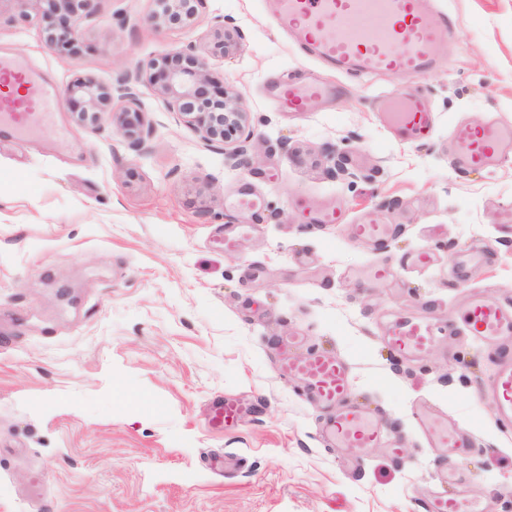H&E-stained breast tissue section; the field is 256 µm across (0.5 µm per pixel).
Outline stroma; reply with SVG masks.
<instances>
[{
    "instance_id": "1",
    "label": "stroma",
    "mask_w": 512,
    "mask_h": 512,
    "mask_svg": "<svg viewBox=\"0 0 512 512\" xmlns=\"http://www.w3.org/2000/svg\"><path fill=\"white\" fill-rule=\"evenodd\" d=\"M433 5L454 26L446 66L416 81L436 115L424 140L398 137L376 110L397 76L301 55L275 0H207L193 24L163 29L146 21L151 0H100L76 60L38 27H0V52L59 90L206 48L224 23L238 39L209 57L210 74L253 132L248 165L233 167L147 88L140 151L110 117L77 123L64 99L58 135L0 134V512H424L451 494L436 481L448 467L488 512H512V425L486 391L496 351L462 331L419 356L387 341L392 320L444 327L475 293L512 302V163L456 172L448 160L452 123L512 122V0ZM309 71L339 95L299 113L269 105L273 84ZM337 164L351 178L332 177ZM241 192L263 211L231 207ZM328 210L338 223H318ZM381 217L402 233L356 238L354 225ZM248 223L225 252V228ZM474 242L485 263L458 268ZM418 250L428 267L406 265ZM381 264L390 278L370 276ZM285 336L342 363L400 448L367 449L354 467L325 444L322 408L278 371ZM223 399L242 410L228 428L213 418ZM422 400L472 447H427L411 417Z\"/></svg>"
}]
</instances>
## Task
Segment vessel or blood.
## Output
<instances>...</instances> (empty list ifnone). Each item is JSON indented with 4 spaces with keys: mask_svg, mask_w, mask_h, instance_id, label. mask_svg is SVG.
<instances>
[{
    "mask_svg": "<svg viewBox=\"0 0 512 512\" xmlns=\"http://www.w3.org/2000/svg\"><path fill=\"white\" fill-rule=\"evenodd\" d=\"M280 25L291 32L299 47L340 73H395L418 78L441 63L439 49L448 37L447 19H436L432 0H278ZM0 74L25 86L23 97L0 94V129L23 132L49 119L58 105L56 91L33 81L18 69L16 61L0 55ZM318 80L282 82L271 94L276 109L300 111L306 100L327 96ZM384 123L412 137L431 132L434 115L418 95L404 88L382 101ZM452 165L460 171H494L512 162V124L457 123L449 131ZM364 242L381 245L398 233L397 225L378 219L357 225ZM470 336L481 343L496 344L502 360L489 391L500 403L504 424H512V303L481 296L472 297L460 312ZM430 322L396 320L388 331L391 347L403 354L426 351L439 336ZM282 372L297 378L328 413L322 435L328 442L354 449L356 457L376 445L394 447V437L384 430L368 409L349 401L346 371L335 358L313 351L286 361ZM413 418L423 429L429 446L468 448L470 437L450 426L447 416L414 408ZM425 512H481L474 502L460 498L430 499Z\"/></svg>",
    "mask_w": 512,
    "mask_h": 512,
    "instance_id": "b4317fda",
    "label": "vessel or blood"
}]
</instances>
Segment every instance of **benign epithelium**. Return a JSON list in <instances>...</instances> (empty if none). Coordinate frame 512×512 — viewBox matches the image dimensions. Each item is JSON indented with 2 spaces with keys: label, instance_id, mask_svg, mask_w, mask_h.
I'll return each instance as SVG.
<instances>
[{
  "label": "benign epithelium",
  "instance_id": "obj_1",
  "mask_svg": "<svg viewBox=\"0 0 512 512\" xmlns=\"http://www.w3.org/2000/svg\"><path fill=\"white\" fill-rule=\"evenodd\" d=\"M12 14L7 25L36 22L47 47L61 51L76 60L81 54L85 31L97 17L99 0H10ZM154 8L146 21L156 28L189 25L204 8L206 0H152ZM232 47L231 35L224 23L217 22L212 52L222 56ZM148 83L161 95L170 109L182 114L200 138L208 145L233 144L229 153L233 166L247 164L248 143L252 138L249 115L240 105L239 97L228 93L213 81L205 57L195 45L181 50L140 59L135 68L113 86L96 78L79 76L63 86L71 112L76 120L94 127L101 115L115 118L121 135L130 148L140 150L145 144L148 128L139 109L141 86ZM120 106H114V103Z\"/></svg>",
  "mask_w": 512,
  "mask_h": 512
}]
</instances>
